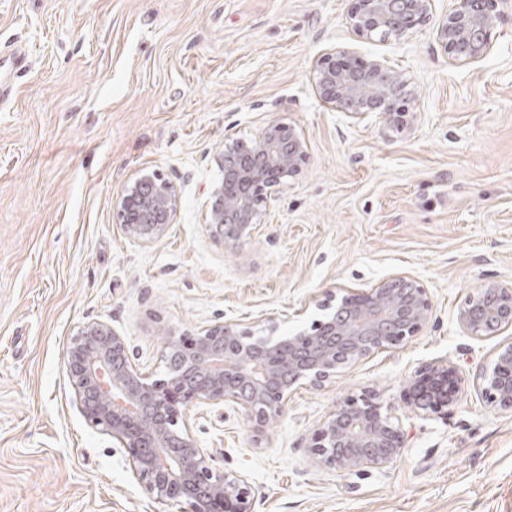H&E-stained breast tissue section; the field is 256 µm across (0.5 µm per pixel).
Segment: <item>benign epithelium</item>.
<instances>
[{
  "mask_svg": "<svg viewBox=\"0 0 512 512\" xmlns=\"http://www.w3.org/2000/svg\"><path fill=\"white\" fill-rule=\"evenodd\" d=\"M346 22L359 38L400 40L430 20L434 0H347ZM508 0H453L435 22L434 34L450 47L453 62L482 61L491 49L498 3ZM319 99L361 121L379 115L400 126L406 82L387 61L351 62L330 49L313 65ZM307 143L286 122L267 124L251 141L224 145V178L211 194L207 230L212 239L240 245L261 223V208L274 187L296 176ZM178 195L161 173L140 174L114 204L123 232L143 243L162 237L173 223ZM320 319L308 327L249 335L232 323H217L197 336H177L169 349L180 357L163 378L132 364L125 338L104 322L80 327L68 347V376L87 423L117 440L129 454L133 475L157 502L182 500L188 512H252L254 489L245 475L209 463L190 431L189 405L230 403L245 414L254 447L267 436L291 393L320 383L350 363L412 337L429 320V293L409 276H395L369 289L330 293L317 304ZM512 326V284L490 281L471 294L459 312L470 335L484 337L485 319ZM478 388L499 410L512 411V346L502 347L491 367L479 374ZM406 389L412 411L437 413L453 405L459 391L456 366L446 361L411 377ZM405 434L376 396L363 392L336 405L315 429L309 452L317 466L345 474L385 468L406 450Z\"/></svg>",
  "mask_w": 512,
  "mask_h": 512,
  "instance_id": "obj_1",
  "label": "benign epithelium"
}]
</instances>
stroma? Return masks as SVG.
<instances>
[{
    "label": "stroma",
    "mask_w": 512,
    "mask_h": 512,
    "mask_svg": "<svg viewBox=\"0 0 512 512\" xmlns=\"http://www.w3.org/2000/svg\"><path fill=\"white\" fill-rule=\"evenodd\" d=\"M346 0H0V512H184L155 501L118 442L88 425L66 373L78 328L104 322L130 360L162 376L173 336L231 321L261 331L310 323L327 290L395 275L427 288L428 323L405 343L293 391L254 447L234 405L198 403L191 433L217 469L246 475L253 512H512V412L476 378L512 327L475 337L466 298L512 282V6L492 48L456 65L433 33L357 38ZM30 57L16 71L14 46ZM387 60L407 123L356 121L315 95L327 49ZM295 125L308 157L240 246L206 230L227 141ZM178 192L151 244L126 237L112 204L142 170ZM453 362L455 404L413 412L407 381ZM371 391L406 451L355 476L314 467L317 426Z\"/></svg>",
    "instance_id": "35a3bbf8"
}]
</instances>
